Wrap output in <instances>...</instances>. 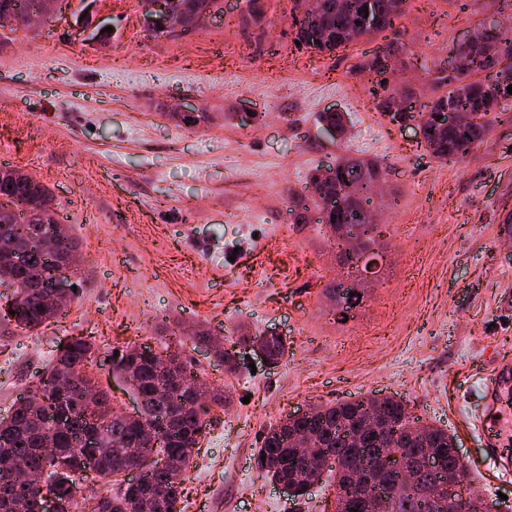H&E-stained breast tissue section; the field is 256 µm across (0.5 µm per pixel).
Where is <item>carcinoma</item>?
Returning <instances> with one entry per match:
<instances>
[{
	"mask_svg": "<svg viewBox=\"0 0 512 512\" xmlns=\"http://www.w3.org/2000/svg\"><path fill=\"white\" fill-rule=\"evenodd\" d=\"M318 2L331 37L310 50L324 54L335 51L338 45L346 47L354 42L351 30L365 6L370 17L379 23L377 31L393 29L394 20L401 16L398 3L405 0ZM471 72L475 78L464 91L455 77L439 71L435 83L444 92L433 100L428 110L418 113L417 120L425 124L432 113L448 106L471 114L463 127L444 131L433 145L424 143L425 151L435 159L466 155L504 113L501 101L512 97L507 92V87L512 85V61L492 76L484 74L479 62ZM343 170L357 182L365 173L371 179H382L385 168L375 161L348 158ZM349 199L350 193L342 191L341 208L335 212L329 227L333 243L340 250L343 226L348 224ZM51 210L53 193L40 181L30 180L27 173L20 171L16 178L0 183V288L16 297L12 304L0 305V323H13L25 330L44 327L68 307L75 295L70 288L64 297L47 304L42 299L43 289L30 277L35 267L64 268L77 251V243L67 233L60 244L47 245L43 241L48 229L38 223V215ZM184 337L210 346L215 357L224 362V372L237 371V352L212 342L211 334L194 331ZM264 345L272 365L281 362L288 352L286 340L278 336L264 341ZM96 350L90 336H73L64 348L57 349L30 400L15 403L7 415L0 417V454L14 459L23 469L47 472L45 485L54 496L56 512H75L81 499L92 501L88 512H177V504L182 500V473L199 453L207 427L206 408L198 403L194 390L197 376L187 372L176 350L162 356L157 352L137 355L133 348H122L112 359V375L127 382L137 393L139 415H123L110 405L107 393L101 389L97 390L96 411L87 414L83 411V399L87 387L95 385V381L86 367L93 363ZM60 363L72 368L78 381L66 391L73 406L70 422L51 434L43 420V410L51 406V396L46 391ZM379 401L382 414L392 428L385 448L402 456L421 457L430 453L432 457L424 462L409 486H400L401 473L391 468L372 488L385 491L398 488L387 512H430L429 500L436 487L448 480L449 474L466 471L465 464L452 451L455 436L434 425L425 427V434L421 435L402 401L390 396H383ZM362 407L361 399L317 406L311 415L294 418L286 427L279 423L270 426L255 451L256 458H265L259 469L262 477L300 485V476L305 475L320 483L325 469L334 467L336 491L345 492V496L336 497L334 512H351L353 508L370 512L369 498L348 492L350 475L372 471L380 448L375 439L368 441L361 451L354 445L352 437L359 432ZM153 429L165 439L164 447L147 446V437ZM90 448L107 449L95 460V472L104 478L122 474L161 453L179 463L180 473L172 475L165 469L148 466L145 482L137 491L120 488L110 496L97 492L88 497L80 479L85 474L81 464ZM2 499L24 500L28 504L27 512H39L41 500L37 490L0 469Z\"/></svg>",
	"mask_w": 512,
	"mask_h": 512,
	"instance_id": "1",
	"label": "carcinoma"
}]
</instances>
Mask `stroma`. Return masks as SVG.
<instances>
[{
	"label": "stroma",
	"instance_id": "1",
	"mask_svg": "<svg viewBox=\"0 0 512 512\" xmlns=\"http://www.w3.org/2000/svg\"><path fill=\"white\" fill-rule=\"evenodd\" d=\"M262 2L260 20L222 0L207 27L154 38L139 0H94L79 38L84 5L64 0L48 23L0 34V167L52 191L80 254L65 315L32 332L0 328V411L78 334L97 346L88 372L129 411L113 348L157 351L183 329L228 341L240 327L272 330L284 359L245 354L233 375L184 341L188 369L232 404L210 409L181 512H333V479L290 498L261 478L254 451L290 412L374 394L448 429L484 498L512 500V480L482 469L487 437L512 448V398L487 405L482 387L483 366L512 368V117L464 157L437 160L377 111L371 76L354 71L395 46L391 87L430 103L449 48L490 20L511 32L512 0H405L395 30L331 55L295 44L291 0ZM330 110L348 115L344 134L324 130ZM345 156L383 164L373 205L392 226L346 317L328 290L339 250L310 183ZM478 413L487 432L471 422Z\"/></svg>",
	"mask_w": 512,
	"mask_h": 512
}]
</instances>
